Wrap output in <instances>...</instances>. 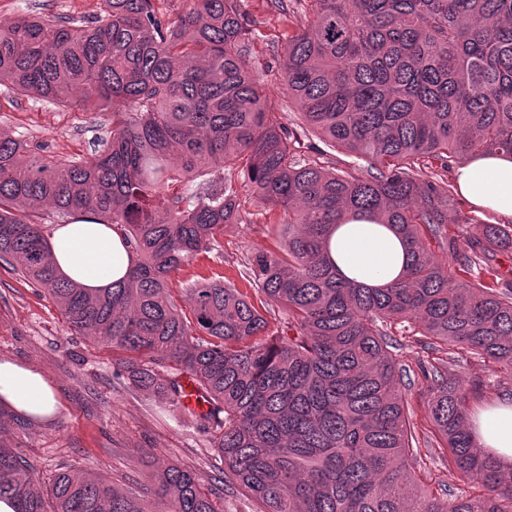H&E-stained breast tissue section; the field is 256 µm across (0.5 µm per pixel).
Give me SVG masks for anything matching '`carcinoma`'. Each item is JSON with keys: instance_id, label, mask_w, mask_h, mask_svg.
<instances>
[{"instance_id": "carcinoma-1", "label": "carcinoma", "mask_w": 512, "mask_h": 512, "mask_svg": "<svg viewBox=\"0 0 512 512\" xmlns=\"http://www.w3.org/2000/svg\"><path fill=\"white\" fill-rule=\"evenodd\" d=\"M105 0L91 19L0 21V86L48 102L112 108V135L85 160H48L0 133V261L48 292L70 329L117 353L118 376L179 404L189 376L211 405L181 422L211 435L213 485L234 481L262 512H512V464L483 456L468 389L449 364L479 360L512 373V288L458 282L512 249V225L448 240L470 224L443 177L487 153L512 156V0H266L287 21L272 42L304 135L366 161L359 176L299 159L300 134L279 120L250 64L255 32L241 0ZM249 171L248 191L286 224L276 248L252 252L264 295L222 281L183 288L170 276L215 249L245 205L220 168ZM60 223L91 214L118 230L136 264L90 294L63 278L37 212ZM354 218L390 227L408 262L391 285L348 279L331 261L336 228ZM288 312L269 333L266 313ZM408 324L430 355L418 364L444 460L467 485L420 488V453L391 330ZM164 512H218L203 474L172 462L145 473ZM16 512H149L137 491L79 469L42 484L34 464L0 444V497Z\"/></svg>"}]
</instances>
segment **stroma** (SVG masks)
Masks as SVG:
<instances>
[{"mask_svg": "<svg viewBox=\"0 0 512 512\" xmlns=\"http://www.w3.org/2000/svg\"><path fill=\"white\" fill-rule=\"evenodd\" d=\"M257 34L251 63L271 91L281 122L295 127L297 109L289 103L277 72L272 71L271 42L282 29L263 0H242ZM112 113L84 110L34 99L0 86V131L41 144L48 156L88 158L109 138ZM282 227L260 215L225 230L220 250L198 254L170 278L178 305L190 281L221 278L253 293L246 260L255 248L277 245ZM0 359L31 366L51 383L59 402L55 421L20 424L9 408L0 409V443L33 463L43 482L68 469H83L110 479L142 476L146 465L175 462L211 475V438L178 424L179 408L166 405L117 377L111 349L72 333L44 290L32 286L12 266L0 263ZM463 380L482 381V403L492 404L512 387V375L491 372L478 361L452 366Z\"/></svg>", "mask_w": 512, "mask_h": 512, "instance_id": "stroma-1", "label": "stroma"}]
</instances>
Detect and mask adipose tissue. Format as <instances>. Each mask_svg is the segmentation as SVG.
<instances>
[{"label":"adipose tissue","mask_w":512,"mask_h":512,"mask_svg":"<svg viewBox=\"0 0 512 512\" xmlns=\"http://www.w3.org/2000/svg\"><path fill=\"white\" fill-rule=\"evenodd\" d=\"M455 183L474 207L512 218V159L480 157L456 171ZM44 234L59 274L91 292L127 278L136 262L121 235L106 224H53ZM330 257L347 278L385 285L400 277L406 253L392 231L359 219L336 231ZM0 402L27 418L46 420L59 410L44 375L10 360H0ZM471 424L473 439L485 456L497 462L512 460V403L475 408Z\"/></svg>","instance_id":"adipose-tissue-1"}]
</instances>
